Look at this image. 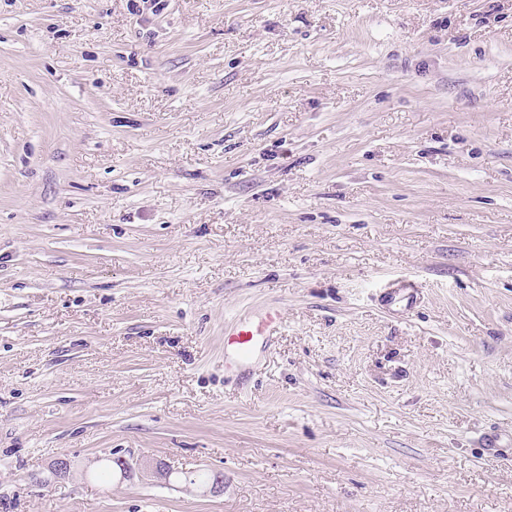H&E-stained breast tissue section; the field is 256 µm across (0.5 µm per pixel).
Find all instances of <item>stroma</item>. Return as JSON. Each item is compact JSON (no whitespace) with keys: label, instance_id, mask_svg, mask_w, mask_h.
Returning a JSON list of instances; mask_svg holds the SVG:
<instances>
[{"label":"stroma","instance_id":"35a3bbf8","mask_svg":"<svg viewBox=\"0 0 512 512\" xmlns=\"http://www.w3.org/2000/svg\"><path fill=\"white\" fill-rule=\"evenodd\" d=\"M497 431L512 0H0V512H512ZM381 300L393 309L410 311L417 301V290L413 287L403 288L398 291L388 292L381 296ZM283 314L276 307H268L256 319L238 317L231 322L235 362L239 366L249 365L254 357L259 339L266 344L279 334L283 327ZM112 461L113 464L111 465L108 459L102 458L97 460L95 471L112 474L113 476L118 477L120 481L131 479L133 477L135 469L130 463V458L127 457L125 453L114 455ZM140 476H148L163 480L166 484L176 487L188 493H199L203 496H218L224 493V473L213 471L212 479L208 482L211 472L209 470L200 469L188 471L191 479L198 483H206L197 485L188 480H180L176 476V471L172 470L165 462L161 460H153L143 463L138 468Z\"/></svg>","mask_w":512,"mask_h":512}]
</instances>
